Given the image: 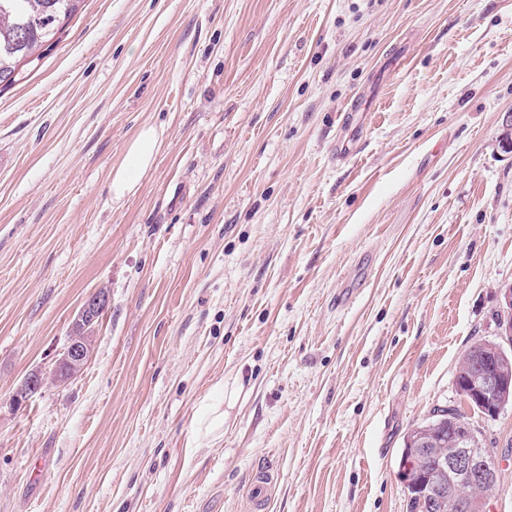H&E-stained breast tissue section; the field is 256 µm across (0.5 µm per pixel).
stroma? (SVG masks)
Listing matches in <instances>:
<instances>
[{"label": "stroma", "instance_id": "1", "mask_svg": "<svg viewBox=\"0 0 512 512\" xmlns=\"http://www.w3.org/2000/svg\"><path fill=\"white\" fill-rule=\"evenodd\" d=\"M509 112L512 0H85L0 92V512H247L260 468L268 512H406L512 283ZM101 288L83 372L14 404ZM466 416L512 512V409ZM163 146V131L143 126L127 146L123 160L112 168L110 190L112 199L121 201L136 194L142 177L152 167Z\"/></svg>", "mask_w": 512, "mask_h": 512}]
</instances>
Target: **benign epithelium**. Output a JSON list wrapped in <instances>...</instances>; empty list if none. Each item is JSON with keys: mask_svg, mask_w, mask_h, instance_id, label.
Masks as SVG:
<instances>
[{"mask_svg": "<svg viewBox=\"0 0 512 512\" xmlns=\"http://www.w3.org/2000/svg\"><path fill=\"white\" fill-rule=\"evenodd\" d=\"M500 307L497 333L483 341L465 357V364L457 368L456 392L460 402L485 417L496 418L504 410L512 393V284L497 288ZM108 305V295L100 289L83 303L73 323L95 318ZM91 346L82 337L72 335L55 361L52 380L66 383L76 378L87 364ZM46 374L29 373L20 390L30 396L45 386ZM435 414L439 423H448V447H432L433 430L419 428L406 438V448L401 454L399 473L406 492H415L420 507L425 504L438 512H485L487 499L500 489L498 468L492 452L482 447L479 430L456 407H443ZM428 453L433 468L426 480L415 482L416 472L412 455ZM456 479L457 489L432 494L426 488L440 484L447 475Z\"/></svg>", "mask_w": 512, "mask_h": 512, "instance_id": "1", "label": "benign epithelium"}]
</instances>
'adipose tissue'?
Instances as JSON below:
<instances>
[{
  "instance_id": "ef3b65f1",
  "label": "adipose tissue",
  "mask_w": 512,
  "mask_h": 512,
  "mask_svg": "<svg viewBox=\"0 0 512 512\" xmlns=\"http://www.w3.org/2000/svg\"><path fill=\"white\" fill-rule=\"evenodd\" d=\"M163 146V133L151 125L143 126L127 146L123 160L113 167L110 190L113 200L136 194L144 174L152 167Z\"/></svg>"
}]
</instances>
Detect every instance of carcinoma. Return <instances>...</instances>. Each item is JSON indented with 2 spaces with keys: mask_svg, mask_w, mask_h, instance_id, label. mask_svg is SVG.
I'll list each match as a JSON object with an SVG mask.
<instances>
[{
  "mask_svg": "<svg viewBox=\"0 0 512 512\" xmlns=\"http://www.w3.org/2000/svg\"><path fill=\"white\" fill-rule=\"evenodd\" d=\"M84 0H0V92L22 64L39 61L43 49L66 28Z\"/></svg>",
  "mask_w": 512,
  "mask_h": 512,
  "instance_id": "1",
  "label": "carcinoma"
}]
</instances>
